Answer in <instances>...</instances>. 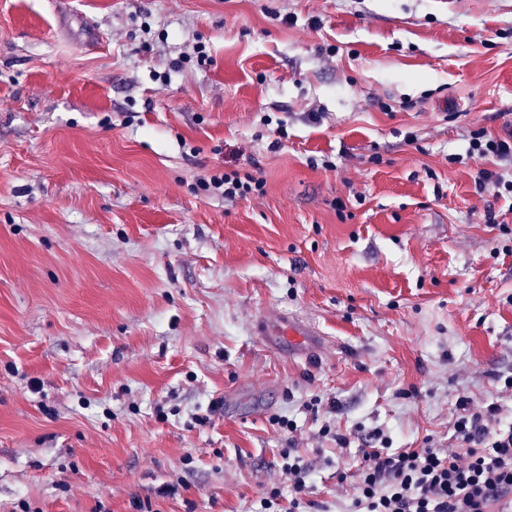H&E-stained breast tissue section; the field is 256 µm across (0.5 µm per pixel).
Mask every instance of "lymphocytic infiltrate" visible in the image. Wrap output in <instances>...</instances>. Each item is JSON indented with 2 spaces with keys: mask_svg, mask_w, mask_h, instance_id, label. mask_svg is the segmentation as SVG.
<instances>
[{
  "mask_svg": "<svg viewBox=\"0 0 512 512\" xmlns=\"http://www.w3.org/2000/svg\"><path fill=\"white\" fill-rule=\"evenodd\" d=\"M496 413L460 399L452 448L393 451L382 433H371L351 512H495L512 497V428L490 431Z\"/></svg>",
  "mask_w": 512,
  "mask_h": 512,
  "instance_id": "1",
  "label": "lymphocytic infiltrate"
}]
</instances>
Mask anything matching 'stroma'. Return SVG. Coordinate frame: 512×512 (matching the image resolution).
Instances as JSON below:
<instances>
[{"label": "stroma", "mask_w": 512, "mask_h": 512, "mask_svg": "<svg viewBox=\"0 0 512 512\" xmlns=\"http://www.w3.org/2000/svg\"><path fill=\"white\" fill-rule=\"evenodd\" d=\"M510 127L512 0H0V512H263L287 453L348 512L369 433L512 427ZM472 151H477L479 156H486L491 153L501 160H512V130L508 134V138L504 139H490L485 143L483 147L481 141L474 142ZM203 186L227 199L246 197L250 193H260L263 190L261 181L248 174L241 177L237 172L214 175L209 181L204 180ZM260 336H281L297 348H301L299 355L308 357L318 352L322 347L321 333L311 324L297 317H288L280 324L269 327L266 322L258 326Z\"/></svg>", "instance_id": "1"}]
</instances>
